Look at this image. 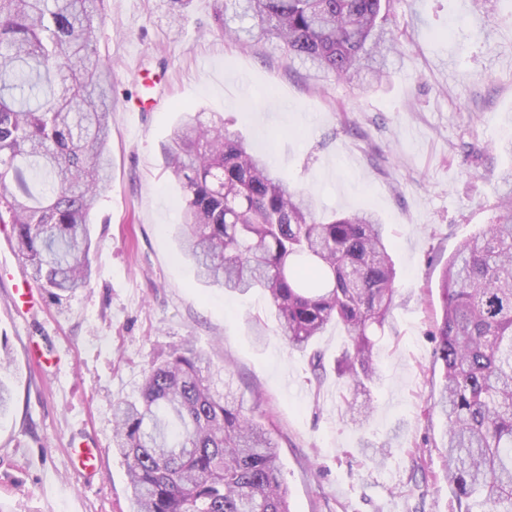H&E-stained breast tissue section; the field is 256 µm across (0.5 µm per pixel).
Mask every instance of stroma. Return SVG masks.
I'll use <instances>...</instances> for the list:
<instances>
[{"label": "stroma", "instance_id": "stroma-1", "mask_svg": "<svg viewBox=\"0 0 512 512\" xmlns=\"http://www.w3.org/2000/svg\"><path fill=\"white\" fill-rule=\"evenodd\" d=\"M214 0H191L173 22L160 0H100L97 52L112 62V178L91 216L89 284L52 296L0 238V354L13 405L0 417V512H130L112 405L138 397L150 362L184 345L232 374L277 448L290 512H457L442 475L445 418L431 333L438 279L458 244L492 223L512 168V0H396L407 35L387 83L363 93L316 82L274 43L245 50L212 31ZM186 111L223 116L318 216L370 210L387 224L401 296L381 338L380 383L363 427L343 417L335 373L312 383L307 354L275 327L256 343L258 293L199 281L180 253V189L165 149ZM26 279L37 305L16 307ZM49 361L29 360V344ZM101 448L84 478L72 450ZM389 452L374 464L377 448Z\"/></svg>", "mask_w": 512, "mask_h": 512}]
</instances>
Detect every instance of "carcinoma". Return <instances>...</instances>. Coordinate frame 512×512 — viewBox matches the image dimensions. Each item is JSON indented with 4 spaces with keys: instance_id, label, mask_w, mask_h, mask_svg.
<instances>
[{
    "instance_id": "cac0c4a2",
    "label": "carcinoma",
    "mask_w": 512,
    "mask_h": 512,
    "mask_svg": "<svg viewBox=\"0 0 512 512\" xmlns=\"http://www.w3.org/2000/svg\"><path fill=\"white\" fill-rule=\"evenodd\" d=\"M394 0H216L215 29L252 47L253 30L310 66L318 81L387 79L397 49ZM250 18L249 28L231 21ZM97 0H0V224L58 292L87 286L90 215L109 184L112 63L96 50ZM185 114L167 169L182 190L178 234L205 283L265 294L291 350L328 324L348 333L334 371L355 424L372 409L377 339L398 299L386 225L371 212L318 218L312 201L228 130ZM494 222L463 240L438 288L432 332L445 417L444 471L458 512H512V190ZM193 345L154 361L140 394L113 408L132 512H290L269 430L224 376L204 374ZM321 383L324 355H309Z\"/></svg>"
}]
</instances>
